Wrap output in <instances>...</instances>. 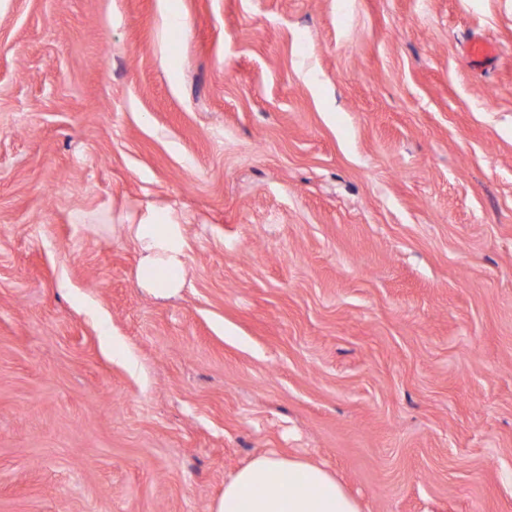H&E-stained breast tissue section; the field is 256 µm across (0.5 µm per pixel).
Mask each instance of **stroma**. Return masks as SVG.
Wrapping results in <instances>:
<instances>
[{
	"label": "stroma",
	"instance_id": "1",
	"mask_svg": "<svg viewBox=\"0 0 512 512\" xmlns=\"http://www.w3.org/2000/svg\"><path fill=\"white\" fill-rule=\"evenodd\" d=\"M262 453L512 512V0H0V512H214ZM129 226L142 252L137 271L139 284L162 295L175 293L182 287L185 274V243L180 225L168 215L150 216Z\"/></svg>",
	"mask_w": 512,
	"mask_h": 512
}]
</instances>
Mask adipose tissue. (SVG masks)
<instances>
[{
  "label": "adipose tissue",
  "instance_id": "1",
  "mask_svg": "<svg viewBox=\"0 0 512 512\" xmlns=\"http://www.w3.org/2000/svg\"><path fill=\"white\" fill-rule=\"evenodd\" d=\"M129 230L142 252L139 284L175 293L185 274L179 225L172 217L152 216ZM216 512H360V506L324 468L263 453L225 483Z\"/></svg>",
  "mask_w": 512,
  "mask_h": 512
}]
</instances>
